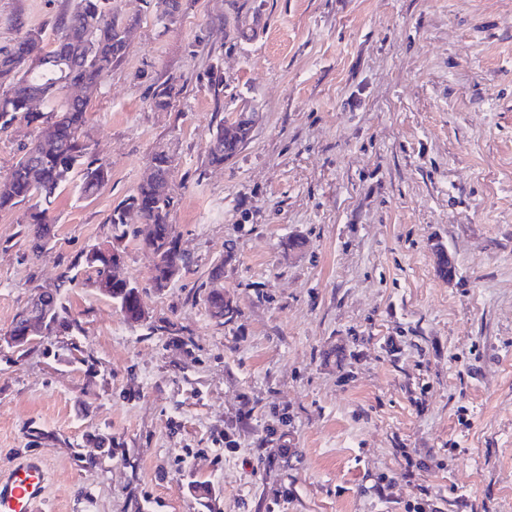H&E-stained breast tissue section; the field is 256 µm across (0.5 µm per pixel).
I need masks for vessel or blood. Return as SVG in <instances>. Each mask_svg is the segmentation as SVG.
<instances>
[{
    "instance_id": "1",
    "label": "vessel or blood",
    "mask_w": 512,
    "mask_h": 512,
    "mask_svg": "<svg viewBox=\"0 0 512 512\" xmlns=\"http://www.w3.org/2000/svg\"><path fill=\"white\" fill-rule=\"evenodd\" d=\"M46 492L45 464L24 457L0 474V512H36Z\"/></svg>"
}]
</instances>
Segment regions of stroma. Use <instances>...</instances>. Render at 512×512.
Returning <instances> with one entry per match:
<instances>
[{
  "label": "stroma",
  "mask_w": 512,
  "mask_h": 512,
  "mask_svg": "<svg viewBox=\"0 0 512 512\" xmlns=\"http://www.w3.org/2000/svg\"><path fill=\"white\" fill-rule=\"evenodd\" d=\"M77 2L0 0V50L30 29L52 48ZM114 7L140 23L87 109L111 180L64 189L37 252L27 205L0 213V336L109 240L162 144L189 266L155 290L127 237L146 321L76 281L81 335L0 346V470L43 459L42 512H512V0H184L167 24L145 0ZM245 103L250 142L208 166ZM38 133L0 132V181ZM214 289L232 322L210 317ZM206 304L211 318L217 319L221 324L232 322L238 314L237 306L230 300H224V294L220 291H210L206 297Z\"/></svg>",
  "instance_id": "1"
}]
</instances>
